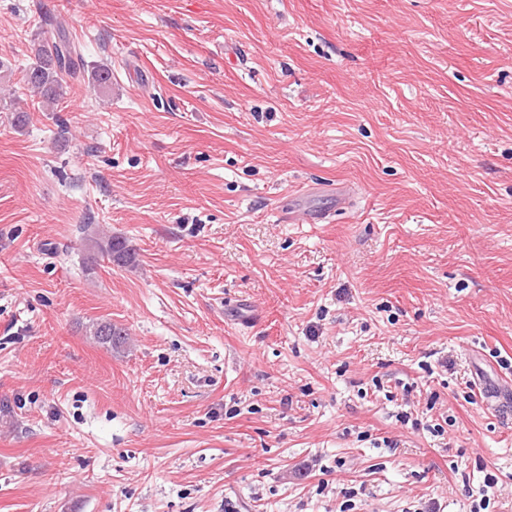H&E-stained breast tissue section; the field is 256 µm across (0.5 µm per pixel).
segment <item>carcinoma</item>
<instances>
[{
  "mask_svg": "<svg viewBox=\"0 0 512 512\" xmlns=\"http://www.w3.org/2000/svg\"><path fill=\"white\" fill-rule=\"evenodd\" d=\"M44 26L43 38L31 49L33 62L23 71V81L41 103L52 109L64 98L68 81L79 78L83 57L69 38L65 22L46 18ZM91 242L94 254L89 257V262L92 264L101 257L118 266H126L135 258L133 249L121 237H93ZM91 334L102 343L114 344L125 332L110 322H100L93 325Z\"/></svg>",
  "mask_w": 512,
  "mask_h": 512,
  "instance_id": "carcinoma-1",
  "label": "carcinoma"
}]
</instances>
